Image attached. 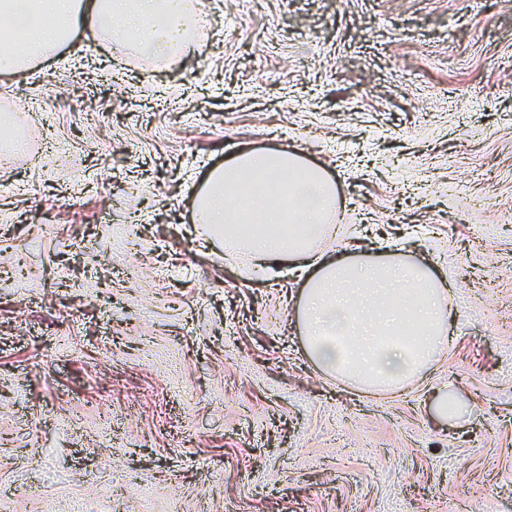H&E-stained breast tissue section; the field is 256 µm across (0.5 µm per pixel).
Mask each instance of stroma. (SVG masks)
<instances>
[{
	"label": "stroma",
	"mask_w": 512,
	"mask_h": 512,
	"mask_svg": "<svg viewBox=\"0 0 512 512\" xmlns=\"http://www.w3.org/2000/svg\"><path fill=\"white\" fill-rule=\"evenodd\" d=\"M204 2L176 64L83 30L0 75V512H512V0ZM246 146L326 168L363 249L424 240L456 311L422 383L319 374L295 276L204 246ZM435 412L438 417L444 420H454L458 417L457 402L458 394L451 386H444L437 395Z\"/></svg>",
	"instance_id": "1"
}]
</instances>
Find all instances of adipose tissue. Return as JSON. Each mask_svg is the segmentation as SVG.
Returning a JSON list of instances; mask_svg holds the SVG:
<instances>
[{"label":"adipose tissue","instance_id":"ef3b65f1","mask_svg":"<svg viewBox=\"0 0 512 512\" xmlns=\"http://www.w3.org/2000/svg\"><path fill=\"white\" fill-rule=\"evenodd\" d=\"M166 0H11L26 52L67 42L74 28L110 29L147 54L175 62L186 43L170 40L176 21ZM199 223L225 259L242 253L247 274L287 265L303 284L293 316L307 352L325 374L359 390L400 391L421 383L452 344L450 288L422 259L393 245L389 254L324 250L317 240L336 216V188L325 169L285 150H239L210 171L193 200Z\"/></svg>","mask_w":512,"mask_h":512}]
</instances>
